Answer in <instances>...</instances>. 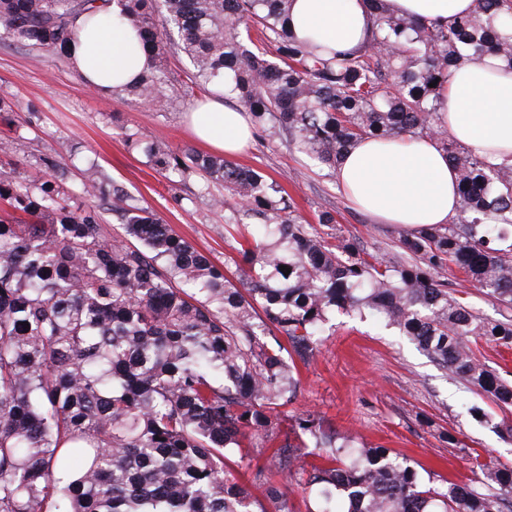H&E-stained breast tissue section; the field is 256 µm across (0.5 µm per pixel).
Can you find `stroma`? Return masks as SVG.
<instances>
[{
  "label": "stroma",
  "mask_w": 512,
  "mask_h": 512,
  "mask_svg": "<svg viewBox=\"0 0 512 512\" xmlns=\"http://www.w3.org/2000/svg\"><path fill=\"white\" fill-rule=\"evenodd\" d=\"M0 98L14 104L8 120H0V140L13 144L10 154L0 155V170L32 185L63 171L67 204L97 205L104 232L112 236L120 226L109 205L95 204L82 193L84 171L95 164L114 186L225 265L229 278H236V233L226 227L224 210L212 202L221 187L204 191L195 176L169 183L125 142L128 135L140 133L158 137L176 151L205 152V145L186 127L196 98L176 95L146 102L127 93L100 96L85 86L72 66L51 55L34 59L25 46L7 40L0 41ZM236 162L284 185L302 219L311 222L319 211H333L334 234L380 260L397 253L402 227L374 223L355 209L340 191L335 174L290 147L285 135L255 128L252 148ZM446 277L449 287L475 312L500 316L502 305L456 266L448 267ZM335 323V335L299 368L301 393L295 411H310L333 426L353 429L364 442L391 448L458 483L473 480L471 457L485 449L493 463L512 466V441L501 439L469 413L470 407L479 406L498 420L505 417V410L464 382L444 376L396 331L341 314ZM444 431L454 436V443L441 439Z\"/></svg>",
  "instance_id": "35a3bbf8"
}]
</instances>
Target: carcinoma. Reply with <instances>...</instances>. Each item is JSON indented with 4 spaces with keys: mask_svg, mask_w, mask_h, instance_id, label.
<instances>
[{
    "mask_svg": "<svg viewBox=\"0 0 512 512\" xmlns=\"http://www.w3.org/2000/svg\"><path fill=\"white\" fill-rule=\"evenodd\" d=\"M290 2L0 0V39L67 63L77 18L115 3L151 54L132 90L141 99L169 98L165 61L178 50L191 66L183 95L224 88L328 169L364 137L432 135L457 171L462 214L402 235L400 254L380 262L303 222L280 183L222 154L128 136L152 168L224 187L214 202L244 227L235 283L94 165L84 191L123 225L112 239L95 207L60 202L58 178L29 185L1 171L11 212L0 216V512H267L266 501L295 512V481L315 512H512V467L479 453L476 479L459 484L313 413L280 429L300 393L298 364L338 313L382 320L448 377L512 407V382L471 347L512 348V316H480L443 275L453 264L512 307V164L456 142L434 107L454 69L487 55L512 67V0H475L450 26L366 0L367 44L330 56L290 30ZM265 441L276 449L252 479L227 469ZM304 449L322 462L296 465Z\"/></svg>",
    "mask_w": 512,
    "mask_h": 512,
    "instance_id": "obj_1",
    "label": "carcinoma"
}]
</instances>
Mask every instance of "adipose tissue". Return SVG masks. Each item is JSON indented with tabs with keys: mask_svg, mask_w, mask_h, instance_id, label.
<instances>
[{
	"mask_svg": "<svg viewBox=\"0 0 512 512\" xmlns=\"http://www.w3.org/2000/svg\"><path fill=\"white\" fill-rule=\"evenodd\" d=\"M393 16L450 24L473 0H386ZM288 24L302 40L335 50L362 46L372 18L365 0H292ZM70 62L93 92L108 96L149 68L151 58L128 25L98 20L81 28ZM439 121L460 144L494 162L512 161V68L496 57L458 69L435 103ZM193 134L231 158L252 144L251 117L212 93L191 116ZM340 188L361 211L383 224L417 230L446 225L460 214L456 173L447 152L428 135L366 138L336 169Z\"/></svg>",
	"mask_w": 512,
	"mask_h": 512,
	"instance_id": "1",
	"label": "adipose tissue"
}]
</instances>
